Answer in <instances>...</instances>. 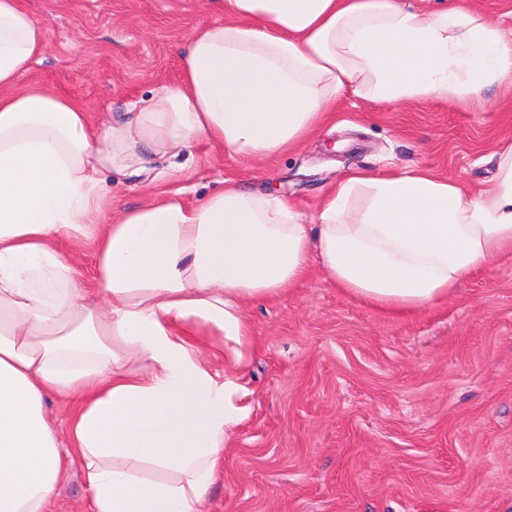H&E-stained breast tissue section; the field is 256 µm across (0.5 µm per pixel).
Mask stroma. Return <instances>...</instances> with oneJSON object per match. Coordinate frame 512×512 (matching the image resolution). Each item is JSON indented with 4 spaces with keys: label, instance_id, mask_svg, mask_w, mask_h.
<instances>
[{
    "label": "stroma",
    "instance_id": "stroma-1",
    "mask_svg": "<svg viewBox=\"0 0 512 512\" xmlns=\"http://www.w3.org/2000/svg\"><path fill=\"white\" fill-rule=\"evenodd\" d=\"M24 2L46 26L25 82L86 103L94 124L178 84L181 45L222 18L210 0ZM484 97L387 107L349 97L295 151L253 161L202 142L189 173L113 178L112 204L196 202L230 179L311 218L357 169L423 167L481 188L512 139V95ZM249 315L240 382L251 411L205 512H512V257L402 316L362 304L315 265ZM65 462L50 512H89L83 468Z\"/></svg>",
    "mask_w": 512,
    "mask_h": 512
}]
</instances>
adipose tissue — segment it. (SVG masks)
Instances as JSON below:
<instances>
[{
  "label": "adipose tissue",
  "instance_id": "1",
  "mask_svg": "<svg viewBox=\"0 0 512 512\" xmlns=\"http://www.w3.org/2000/svg\"><path fill=\"white\" fill-rule=\"evenodd\" d=\"M222 7L185 41L180 83L95 127L82 102L22 85L45 27L24 0H0V512H49L65 477L50 395L76 400L69 438L91 512H202L249 415V306L316 261L363 303L405 314L512 254V140L476 191L423 168L354 170L308 224L287 198L228 180L202 203L165 197L100 223L112 176L148 178L200 139L262 160L304 144L350 94L512 92V38L467 0ZM62 237L92 242L96 303Z\"/></svg>",
  "mask_w": 512,
  "mask_h": 512
}]
</instances>
